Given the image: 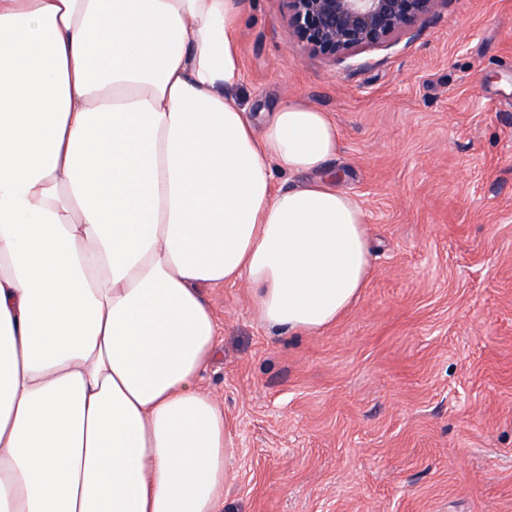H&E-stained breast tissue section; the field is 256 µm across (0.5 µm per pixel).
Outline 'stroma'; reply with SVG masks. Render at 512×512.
Returning <instances> with one entry per match:
<instances>
[{"mask_svg": "<svg viewBox=\"0 0 512 512\" xmlns=\"http://www.w3.org/2000/svg\"><path fill=\"white\" fill-rule=\"evenodd\" d=\"M241 56L249 112L335 118L373 271L313 336L269 331L245 283L206 289L223 512H512V0H448L357 72L297 43L287 0H245Z\"/></svg>", "mask_w": 512, "mask_h": 512, "instance_id": "stroma-1", "label": "stroma"}]
</instances>
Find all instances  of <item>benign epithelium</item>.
<instances>
[{
  "label": "benign epithelium",
  "instance_id": "obj_1",
  "mask_svg": "<svg viewBox=\"0 0 512 512\" xmlns=\"http://www.w3.org/2000/svg\"><path fill=\"white\" fill-rule=\"evenodd\" d=\"M447 5L448 0H288L298 43L352 70L370 65L356 56L395 46L417 26L436 21Z\"/></svg>",
  "mask_w": 512,
  "mask_h": 512
}]
</instances>
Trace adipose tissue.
Here are the masks:
<instances>
[{"label": "adipose tissue", "instance_id": "ef3b65f1", "mask_svg": "<svg viewBox=\"0 0 512 512\" xmlns=\"http://www.w3.org/2000/svg\"><path fill=\"white\" fill-rule=\"evenodd\" d=\"M244 8L0 0V512H220L204 288L313 335L371 277L335 119L233 95Z\"/></svg>", "mask_w": 512, "mask_h": 512}]
</instances>
